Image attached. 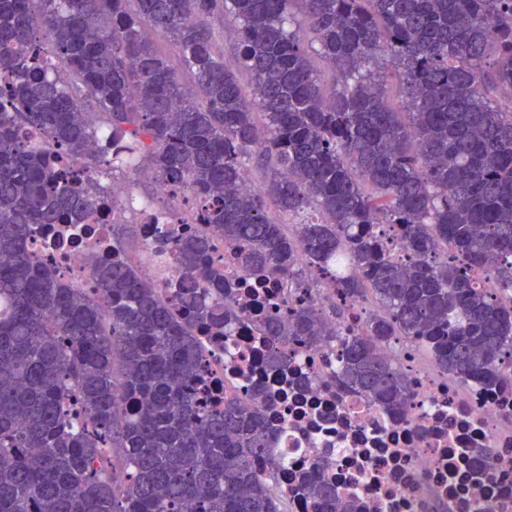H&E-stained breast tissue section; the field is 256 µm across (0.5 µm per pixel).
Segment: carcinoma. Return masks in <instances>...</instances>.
Instances as JSON below:
<instances>
[{"label": "carcinoma", "instance_id": "obj_1", "mask_svg": "<svg viewBox=\"0 0 512 512\" xmlns=\"http://www.w3.org/2000/svg\"><path fill=\"white\" fill-rule=\"evenodd\" d=\"M228 19L248 88L217 49ZM315 56L335 70L329 94ZM0 75V512H284L277 462L255 468L273 430L205 394L193 328L237 320L216 235L259 282L336 289L267 312L270 371L334 341L345 385L399 408L406 375L386 350L402 342L462 382L512 384V0H0ZM99 124L112 164L148 161L204 212V230L162 238L181 267L169 293L106 260L86 295L28 247L86 223L100 192L27 134L84 160ZM253 167L259 192L239 187ZM299 493L356 512L327 480Z\"/></svg>", "mask_w": 512, "mask_h": 512}]
</instances>
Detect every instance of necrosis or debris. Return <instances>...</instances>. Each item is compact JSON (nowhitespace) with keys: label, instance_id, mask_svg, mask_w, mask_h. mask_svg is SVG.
<instances>
[{"label":"necrosis or debris","instance_id":"1","mask_svg":"<svg viewBox=\"0 0 512 512\" xmlns=\"http://www.w3.org/2000/svg\"><path fill=\"white\" fill-rule=\"evenodd\" d=\"M89 181L104 184L103 207L85 224H58L33 239L32 248L48 258L66 279L93 286L91 272L112 251L114 225L138 220L140 249L130 261L156 285L179 280L170 251L160 250V235H189L202 228L197 208L182 205L172 220L166 185L145 199L133 190L138 176L131 166L112 172L111 160L90 167L76 163ZM216 257L235 286L240 317L230 335H201L209 358L208 384L216 401H252L277 435L282 457L278 478L269 487L289 512H314L310 501L293 491L296 474L335 483L338 495L354 500L358 512H512V387L461 383L439 372L410 346L388 351L408 380L407 400L390 411L344 386L335 345L298 348L287 375L268 370L258 333L269 307L301 297L322 305L336 291L325 282L304 293L290 288L284 275L259 285L237 266L233 250L216 238ZM487 468L489 477L469 473Z\"/></svg>","mask_w":512,"mask_h":512}]
</instances>
